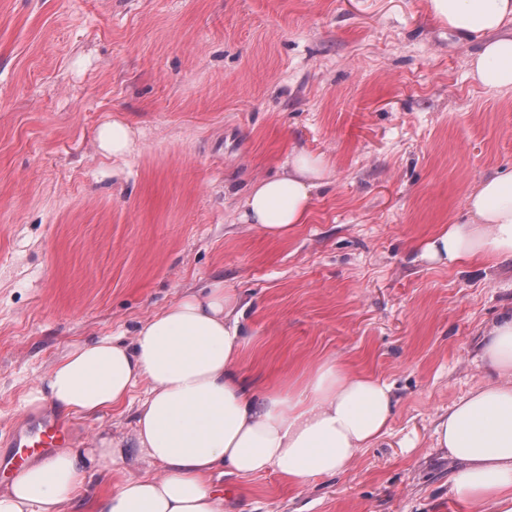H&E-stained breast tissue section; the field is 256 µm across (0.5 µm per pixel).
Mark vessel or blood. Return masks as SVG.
Masks as SVG:
<instances>
[{"mask_svg": "<svg viewBox=\"0 0 512 512\" xmlns=\"http://www.w3.org/2000/svg\"><path fill=\"white\" fill-rule=\"evenodd\" d=\"M69 424L55 416L44 415L28 420L7 439L9 452L0 455V472L20 473L34 455L68 447Z\"/></svg>", "mask_w": 512, "mask_h": 512, "instance_id": "vessel-or-blood-1", "label": "vessel or blood"}]
</instances>
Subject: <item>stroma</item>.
Here are the masks:
<instances>
[{
	"mask_svg": "<svg viewBox=\"0 0 512 512\" xmlns=\"http://www.w3.org/2000/svg\"><path fill=\"white\" fill-rule=\"evenodd\" d=\"M481 39L427 0H0V439L73 344L132 333L212 282L234 289L256 388L333 358L393 386L388 435L300 486L215 472L224 512H498L450 491L438 415L488 383L483 332L512 312V261L448 266L420 246L512 167V91L478 85ZM123 120L117 157L99 128ZM304 150L331 159L305 223L239 219L251 185ZM136 408L70 417L93 448ZM112 465L62 512H94ZM133 132L129 125L112 121L106 123L98 131V140L103 150L112 153V155H121L126 153L132 146Z\"/></svg>",
	"mask_w": 512,
	"mask_h": 512,
	"instance_id": "stroma-1",
	"label": "stroma"
}]
</instances>
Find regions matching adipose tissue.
Returning a JSON list of instances; mask_svg holds the SVG:
<instances>
[{"mask_svg":"<svg viewBox=\"0 0 512 512\" xmlns=\"http://www.w3.org/2000/svg\"><path fill=\"white\" fill-rule=\"evenodd\" d=\"M430 14L463 38L479 37L470 62L481 86L512 90V0H427ZM330 159L294 153L287 172L251 186L242 219L273 238L304 223L311 193L325 185ZM421 259L455 265L512 259V168L482 180L466 197L462 220L423 245ZM235 294L217 283L182 295L141 322L133 340L102 336L74 345L30 393L73 415L124 405L146 385L131 440L103 436L94 448H63L25 467L0 490V512H61L84 477L128 452L162 467L158 476H127L96 512H224L211 475L274 470L301 485L341 472L355 453L386 435L395 401L389 383L353 374L337 360L317 364L285 389H249L241 359L251 338ZM481 359L494 383L471 391L443 414L437 447L457 468L455 496L512 512V315L484 333Z\"/></svg>","mask_w":512,"mask_h":512,"instance_id":"ef3b65f1","label":"adipose tissue"}]
</instances>
